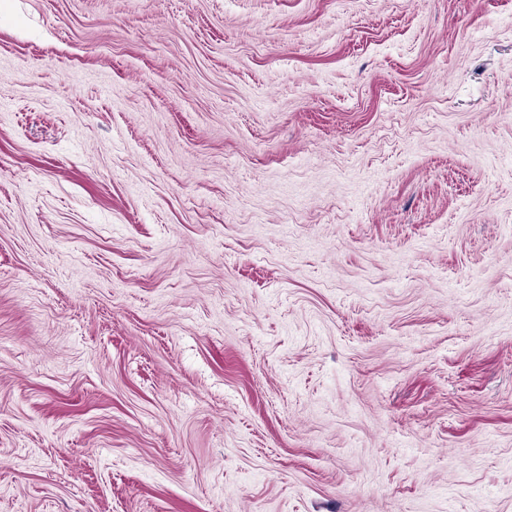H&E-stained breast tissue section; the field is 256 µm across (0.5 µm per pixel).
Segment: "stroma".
<instances>
[{"label": "stroma", "mask_w": 512, "mask_h": 512, "mask_svg": "<svg viewBox=\"0 0 512 512\" xmlns=\"http://www.w3.org/2000/svg\"><path fill=\"white\" fill-rule=\"evenodd\" d=\"M0 512H512V0H0Z\"/></svg>", "instance_id": "1"}]
</instances>
